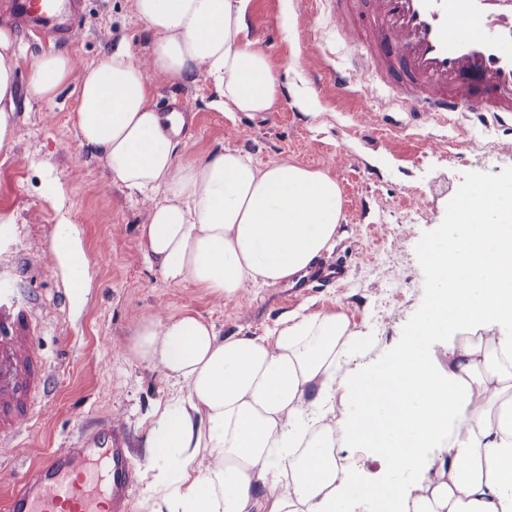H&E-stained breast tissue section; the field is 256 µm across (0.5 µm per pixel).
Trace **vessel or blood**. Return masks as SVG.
I'll use <instances>...</instances> for the list:
<instances>
[{
	"instance_id": "vessel-or-blood-1",
	"label": "vessel or blood",
	"mask_w": 512,
	"mask_h": 512,
	"mask_svg": "<svg viewBox=\"0 0 512 512\" xmlns=\"http://www.w3.org/2000/svg\"><path fill=\"white\" fill-rule=\"evenodd\" d=\"M334 0L330 20L354 48L350 68L330 74L337 95L354 83L373 93L395 78L406 112L512 114V0ZM23 19L48 17L55 0H12ZM29 289L14 268L0 267V442L18 436L36 399L47 392L35 347ZM103 460L104 473L88 467ZM0 512H130L136 470L112 424L77 445L47 455L35 468L2 473Z\"/></svg>"
}]
</instances>
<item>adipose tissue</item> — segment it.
Wrapping results in <instances>:
<instances>
[{"label":"adipose tissue","mask_w":512,"mask_h":512,"mask_svg":"<svg viewBox=\"0 0 512 512\" xmlns=\"http://www.w3.org/2000/svg\"><path fill=\"white\" fill-rule=\"evenodd\" d=\"M246 2L133 0L153 34L148 56L121 42L83 68L53 47L22 58L16 29L0 23V153L13 147L20 96L50 101L75 85L80 153L147 207L151 266L218 302L308 275L342 221L329 173L261 166L237 148L198 158L177 140L185 115L151 106L146 68L179 85L206 77L231 112L277 105ZM455 218L460 236L424 246L427 307L391 358L363 373L345 357L369 338L342 312L295 315L266 337L221 336L191 311L140 322L135 354L180 389L151 413L144 512H512V194L464 190ZM54 235L71 283L84 287L71 222ZM465 328L477 337H460ZM439 342L444 369L432 355ZM339 399L353 411L336 422ZM340 440L373 449L387 472L339 463Z\"/></svg>","instance_id":"obj_1"}]
</instances>
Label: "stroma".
<instances>
[{
    "mask_svg": "<svg viewBox=\"0 0 512 512\" xmlns=\"http://www.w3.org/2000/svg\"><path fill=\"white\" fill-rule=\"evenodd\" d=\"M80 3V12L64 10L59 19L61 28L79 27L76 40L17 23L24 55L52 45L85 67L122 41L135 56L149 53L152 37L132 0ZM246 21L280 83L282 103L274 111H224L203 77L179 86L149 71L144 78L154 89L155 111L191 116L183 134L195 154L239 148L262 165L285 159L336 178L342 235L321 260L319 280L300 293L279 283L220 304L192 284L166 281L144 257L140 227L147 211L98 162L79 155L73 87L51 102L20 100L15 147L0 153V258L17 266L38 297L36 346L51 392L37 400L19 437L24 453L0 449V468L25 472L111 420L136 468L131 512H143L142 443L154 406L174 390L133 354L135 320L189 310L221 335L264 337L283 316L342 311L371 338L348 365L369 370L391 357L426 307L433 273L422 248L430 238L457 235L460 190L477 183L512 188V119L490 112L416 119L390 108L395 92L386 85L370 98L332 93L325 74L343 66L348 47L325 0H248ZM313 41L319 53L309 52ZM64 217L87 257L79 290L53 256L54 228ZM340 259L344 277L330 278Z\"/></svg>",
    "mask_w": 512,
    "mask_h": 512,
    "instance_id": "35a3bbf8",
    "label": "stroma"
}]
</instances>
